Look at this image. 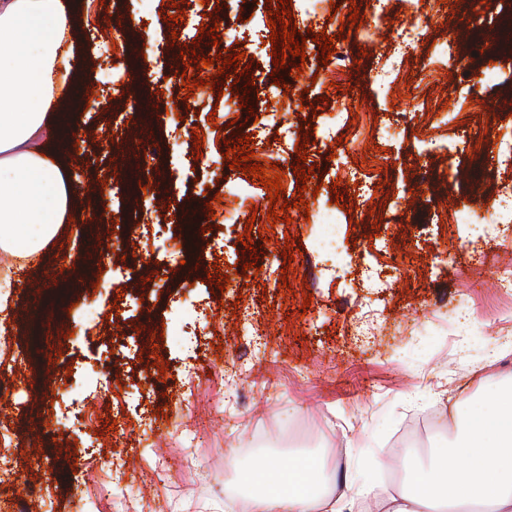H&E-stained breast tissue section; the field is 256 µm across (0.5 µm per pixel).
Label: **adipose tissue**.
Wrapping results in <instances>:
<instances>
[{
  "instance_id": "ef3b65f1",
  "label": "adipose tissue",
  "mask_w": 512,
  "mask_h": 512,
  "mask_svg": "<svg viewBox=\"0 0 512 512\" xmlns=\"http://www.w3.org/2000/svg\"><path fill=\"white\" fill-rule=\"evenodd\" d=\"M71 56L66 0H0V249L22 261L40 252L72 205L70 185L37 145L53 136L48 118L70 96L61 66ZM491 401L484 411L455 402L461 437L399 491L348 473L321 492L308 463L279 460L251 473L249 512H435L442 503L512 512V385Z\"/></svg>"
}]
</instances>
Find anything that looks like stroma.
I'll list each match as a JSON object with an SVG mask.
<instances>
[{
	"label": "stroma",
	"mask_w": 512,
	"mask_h": 512,
	"mask_svg": "<svg viewBox=\"0 0 512 512\" xmlns=\"http://www.w3.org/2000/svg\"><path fill=\"white\" fill-rule=\"evenodd\" d=\"M74 54L70 76L97 91L66 107L74 115L69 153L55 139L44 151L57 154L75 202L57 235L28 266L29 278L46 280L38 294L22 284L11 290L10 307L20 310V332L0 350V380L19 381L0 394V421L8 428L12 453L0 468V502H18L34 464L25 448L38 438L47 450L41 490L52 512H236L227 495L230 480L244 479L271 458L309 461L316 480L334 482L345 470L360 480L387 483L390 471L426 470L460 432L455 416L423 437V450L392 451V437L410 417L451 406L458 398L480 407L487 393L512 380V354L500 355L512 339V300L488 287L489 273L512 264V228L507 243L496 230L442 224L434 198L482 207L512 187V156L496 147L462 151V130H449L448 144L460 151L466 182L447 190L444 180L417 184L412 163L421 130L414 115L420 104L401 85L392 104L378 101L367 81L381 63L380 52L396 40L392 23L369 34H340L351 9L366 0H337L332 37H343L358 54L349 77L357 93L356 116L375 113L396 132L390 150L401 162L384 181L367 185L368 157L375 141L363 136L354 159L339 162L334 146L307 147V162L318 167L310 186L319 187L311 208L336 210V245L321 250L317 227L298 222L295 202L297 145L304 120L321 124L338 94H327L325 77L314 68L295 74L293 57L274 70L263 24L267 0H224V24L249 74L210 66L194 71L210 80L188 116L191 125L214 130L215 138L195 145L168 116L186 95L172 80L179 64L206 58L211 33L202 31L211 5H183V20H171V0H70ZM485 52L469 61L479 73L495 59L512 60V46L499 38L512 23H472L470 13L448 18L431 32L445 37L458 25ZM196 44L195 52L185 47ZM300 90L298 105L279 99L277 125L255 123L274 78ZM240 103L233 117L214 113L219 93ZM150 103L156 120L141 128L130 106ZM251 137L263 150L264 165L285 168L282 184L291 201L289 223H267V187L224 161L223 143ZM152 140L144 158L136 144ZM207 152L204 166L197 152ZM172 178L177 201L160 204L142 194V180ZM248 187L246 204L256 220L249 244L242 225H221L207 205L227 186ZM401 195L398 208L384 210L387 192ZM108 215L105 224L85 225L83 198ZM192 206L209 237L183 242L179 213ZM385 212L384 222L374 215ZM292 250L293 269L284 272L283 254ZM162 260L174 278H147ZM229 273L217 290L216 271ZM93 294H85L86 284ZM313 295L304 304V295ZM472 310L457 319L458 304ZM247 320L257 343L229 336L226 325ZM165 372H157L156 363ZM196 374L180 386L184 370ZM303 426L298 446H259L256 434L274 435L288 423ZM132 434L136 469L108 468L92 445ZM165 454L167 466L154 462ZM113 496L101 498V482Z\"/></svg>",
	"instance_id": "1"
}]
</instances>
